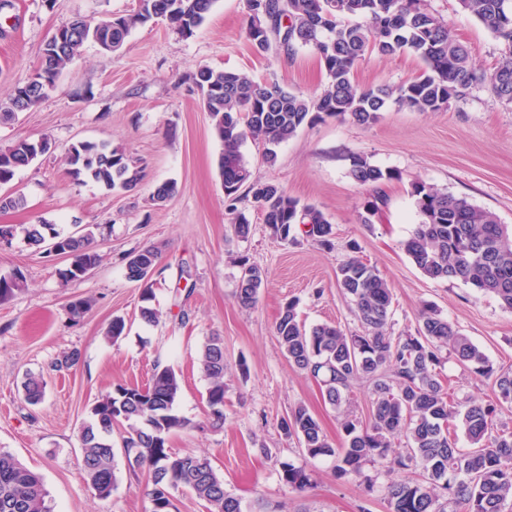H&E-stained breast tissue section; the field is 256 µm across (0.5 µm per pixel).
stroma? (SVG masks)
Masks as SVG:
<instances>
[{"mask_svg":"<svg viewBox=\"0 0 512 512\" xmlns=\"http://www.w3.org/2000/svg\"><path fill=\"white\" fill-rule=\"evenodd\" d=\"M11 2L0 12V100L27 80L58 26L75 17L125 15L136 6V0ZM430 5L469 46L477 65L487 71L497 65L500 50L493 35L464 16L457 0H430ZM246 19V0H215L192 36L158 22L133 30L119 55L86 47L56 90L14 122L0 124V148L45 136L52 143L50 152L16 172L9 189L26 204L0 211V224L44 222L64 234L92 224L103 256L86 278L65 285L64 257L29 248L20 237L0 249V275L18 269L28 282L25 291L0 302V448L42 475L53 512H151L147 473L129 471L126 463L118 465L110 497L91 492L77 431L101 394L119 383H147L158 364L172 367L181 380L176 412L198 424L172 435L170 450L208 457L243 512H386V479L374 468L358 478H338L335 458H309L296 439L277 428L301 404L337 447L343 418L368 420L366 385H353L343 407L332 408L318 382L289 362L274 330L282 307L292 300L306 325L335 323L359 331L336 280L338 266L354 253L391 285L392 333L415 331L417 310L429 303L478 344L494 367L512 368V312L467 285L424 276L402 246L419 221L410 195L415 181L465 197L512 226V108L483 89L451 102L444 112L393 105L370 125L329 120L303 128L277 147L272 164L262 145L245 141L242 153L254 177L317 206L331 221L334 237L324 247L299 228L293 238L280 240L243 189L237 208L252 231L237 237L219 173L221 144L193 73L201 65L242 70L306 96L328 83L310 49L258 53L246 38ZM421 71L411 53L371 54L356 66L354 81L361 87L397 84ZM78 141L124 148L142 171L140 184L108 190L74 181L64 151ZM354 155L396 174L380 187L384 203L369 224L359 221L368 192L348 175ZM162 182L175 183L177 191L157 206L150 195ZM141 247L160 255L153 304L163 316L154 325L140 319L142 289L125 276L124 254ZM243 258L267 273L250 309L236 298ZM79 298L91 299L92 308L74 321L67 306ZM116 316L124 318L126 329L110 343L104 334ZM213 333L224 338L226 364L224 427L218 431L206 425L207 381L196 362L200 345ZM72 350L80 351V363L56 371L57 359ZM439 371L455 391L493 400L492 381L471 375L454 358H444ZM29 372L47 383L46 397L36 406L23 400ZM288 462L312 473L314 483L306 492L281 481V466Z\"/></svg>","mask_w":512,"mask_h":512,"instance_id":"stroma-1","label":"stroma"}]
</instances>
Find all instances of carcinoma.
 Instances as JSON below:
<instances>
[{"mask_svg":"<svg viewBox=\"0 0 512 512\" xmlns=\"http://www.w3.org/2000/svg\"><path fill=\"white\" fill-rule=\"evenodd\" d=\"M213 3L137 0L136 10L122 17L118 27L110 16L63 25L66 39L52 35L42 47L34 76L0 101V122L13 121L56 89L57 79L85 45L118 54L133 29L159 20L190 36ZM458 4L502 47V61L490 73L472 63L468 47L447 21L430 10L428 0H247L246 34L253 47L261 53L271 46V40L260 38L262 28L274 33L278 46L287 52L308 47L323 64L329 84L320 94L305 97L275 81L259 83L242 71L201 66L194 72L193 84L223 145L219 168L229 210L236 211L237 192L245 185L252 207L274 235L286 240L296 225L308 224L309 235L326 245L333 225L323 211L300 203L275 183L252 177L241 152L246 138L263 143L265 159L273 164L277 145L328 119L369 125L391 105L443 112L475 88L487 89L501 104L512 107V0H458ZM405 51L423 63L415 79L369 88L354 83V69L366 55L393 57ZM41 141V149L27 139L1 148L0 181H12L18 169L48 151L49 139ZM65 161L74 180H91L108 189H131L141 179L132 158L110 142L73 143ZM348 175L356 184L374 189L394 177L392 171L360 155L352 157ZM411 195L420 223L404 249L415 266L431 279L469 285L512 310V226L465 197L420 181L411 183ZM20 234L36 249L49 240L67 241L69 263L61 272L67 283L79 280L75 270L101 260L89 227L65 235L53 224H0V238L6 244ZM158 259V252L150 247L129 252L127 278L143 281L147 273L155 272ZM241 266L236 296L242 307L251 308L266 272L246 260ZM336 277L362 331L347 333L331 323L308 328L298 320L296 304L290 301L280 311L275 333L289 362L319 382L331 407H341L353 384H368L370 418L364 425L344 420L340 448L333 447L319 419L304 405L281 419L280 431L296 438L311 458L336 457L340 478L361 477L366 466L375 467L389 479L387 512H512V430L497 425L501 407L512 406V370L494 368L479 346L427 304L418 312L415 333L392 335L388 331L391 288L376 268L359 257L341 263ZM26 287L19 269L0 277V301ZM152 301L148 283L139 314L150 325L161 318ZM444 348L470 374L493 380L494 401L478 403L467 395L448 393L447 383L436 371ZM198 363L208 381V424L220 429L224 426L223 337L214 333L205 338ZM22 390L33 406L46 396L43 378L34 373L25 374ZM180 390L175 370L157 365L148 384H117L94 402L78 431L89 488L100 498L111 496L116 483L112 434L114 427L123 425L122 454L129 468H144L150 475L151 512H172L175 494L184 490L203 503L205 512H242L240 500L225 489L224 478L208 458L167 448L170 433L195 427L175 411ZM459 429L470 445L466 450L459 448ZM398 437L403 445L396 447L393 440ZM402 473L406 477L398 478ZM281 480L298 492L312 485L311 474L292 463L282 464ZM0 512H51L42 475L4 448H0Z\"/></svg>","mask_w":512,"mask_h":512,"instance_id":"cac0c4a2","label":"carcinoma"}]
</instances>
